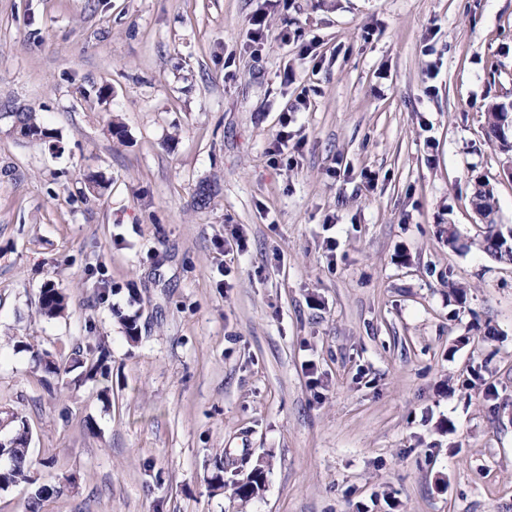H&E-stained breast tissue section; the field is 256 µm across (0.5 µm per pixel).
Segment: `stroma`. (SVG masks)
<instances>
[{
	"instance_id": "1",
	"label": "stroma",
	"mask_w": 512,
	"mask_h": 512,
	"mask_svg": "<svg viewBox=\"0 0 512 512\" xmlns=\"http://www.w3.org/2000/svg\"><path fill=\"white\" fill-rule=\"evenodd\" d=\"M261 6L0 0V412L69 480L40 512H512V262L471 205L512 229V0H288L252 45ZM99 344L106 397L36 360ZM302 107H306V100H302L300 106L296 105L294 108L283 112L280 118V128L268 148V153L272 156L271 159H276L277 156H281L285 154V151H288V141L293 138L292 134L288 132V126L293 121L291 113L288 112H301ZM504 112H507L505 105L493 103L489 105L485 118L489 133L500 141L503 151L509 152L512 150V143L507 139V136L500 135V127L502 124L504 132L506 133L509 128L512 130V116L509 117V114H505L502 118ZM5 117L11 118L12 126L15 119L19 122L20 129L17 134H20L24 138L34 136L51 137L49 136L50 133L48 130L40 125L35 112L32 110L23 109L21 112H11ZM471 203L480 223L485 225L482 248L500 261H512V246L497 224V206L493 186L486 181H475ZM503 241L500 242V239ZM66 306L65 296L59 289L54 288L52 285L43 288L40 296V311L42 315L49 318L59 317L64 314ZM265 484V469L261 465H255L246 479L231 485L232 495L241 500H247L257 495Z\"/></svg>"
}]
</instances>
